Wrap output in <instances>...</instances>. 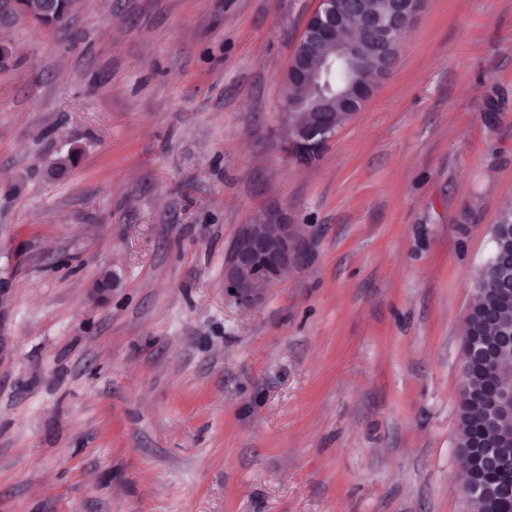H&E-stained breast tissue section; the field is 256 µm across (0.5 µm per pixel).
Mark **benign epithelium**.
I'll return each mask as SVG.
<instances>
[{"instance_id": "obj_1", "label": "benign epithelium", "mask_w": 512, "mask_h": 512, "mask_svg": "<svg viewBox=\"0 0 512 512\" xmlns=\"http://www.w3.org/2000/svg\"><path fill=\"white\" fill-rule=\"evenodd\" d=\"M57 0H11L14 11L42 22L55 10ZM424 0H388L381 12L368 7L366 0H319L316 11L306 20L300 41L302 50L294 53L287 75H313L317 81L329 83V76L340 66H354L367 55V44L373 42L381 50L372 72L374 81L348 100V109L357 111L373 94L377 82L393 69L402 38L413 25L423 8ZM359 16L361 31L366 40L337 39L345 15ZM336 134V117L330 112H318L303 124L290 125L285 135L289 158L301 164L311 163L310 151L321 147ZM299 239L297 227L288 223L279 212L271 214L269 224L241 225L233 244L224 258V288L238 304L256 307L264 300L268 288L278 281L297 262ZM512 343V335L504 334L496 342L485 336H463L462 352L467 359H477L485 367V390L493 399L501 417L512 415V399L503 389L512 375L500 367L497 354L500 346ZM509 433L502 431L494 437L480 435L476 441L479 451L457 457L459 469L467 475L464 488L478 496L490 486L502 497L512 501V482L498 481L501 461L512 458L508 447Z\"/></svg>"}]
</instances>
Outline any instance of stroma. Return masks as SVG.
<instances>
[{"instance_id":"1","label":"stroma","mask_w":512,"mask_h":512,"mask_svg":"<svg viewBox=\"0 0 512 512\" xmlns=\"http://www.w3.org/2000/svg\"><path fill=\"white\" fill-rule=\"evenodd\" d=\"M318 5L0 21V512H471L461 329L512 204V0H426L299 166L282 80ZM274 211L302 258L245 309L224 257Z\"/></svg>"}]
</instances>
